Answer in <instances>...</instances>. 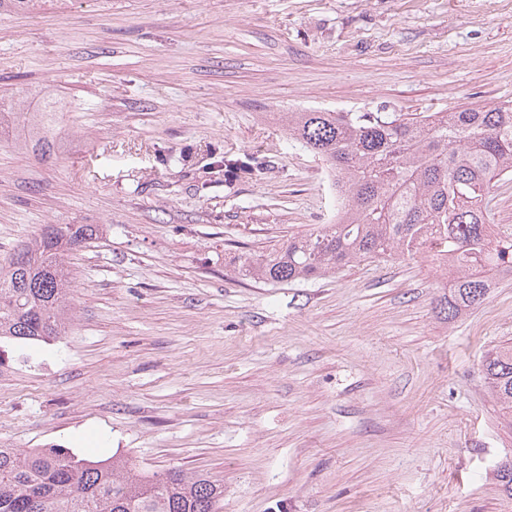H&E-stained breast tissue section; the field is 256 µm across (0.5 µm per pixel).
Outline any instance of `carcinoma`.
Masks as SVG:
<instances>
[{
  "label": "carcinoma",
  "instance_id": "carcinoma-1",
  "mask_svg": "<svg viewBox=\"0 0 512 512\" xmlns=\"http://www.w3.org/2000/svg\"><path fill=\"white\" fill-rule=\"evenodd\" d=\"M47 0H0V9L39 12ZM24 141L49 160L47 112L0 97ZM288 135L328 169L336 220L239 261V275L271 282L309 280L368 259L448 257L456 319L484 302L489 273L512 269V229L489 233L498 183L512 181V101L452 112H285ZM255 172L250 160H224V177ZM100 232L97 224H49L0 269V338L24 343L61 335L72 309L63 257ZM482 373L512 431V345L487 353ZM512 499V466L496 469ZM224 485L180 470L138 473L130 459L90 461L66 448L20 453L0 445V512H219Z\"/></svg>",
  "mask_w": 512,
  "mask_h": 512
}]
</instances>
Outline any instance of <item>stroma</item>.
Instances as JSON below:
<instances>
[{"label": "stroma", "mask_w": 512, "mask_h": 512, "mask_svg": "<svg viewBox=\"0 0 512 512\" xmlns=\"http://www.w3.org/2000/svg\"><path fill=\"white\" fill-rule=\"evenodd\" d=\"M53 96L56 154L0 140V266L46 224L71 321L0 340V444L224 485L220 512H512L481 372L512 277L448 321L430 258L270 283L240 258L332 221L288 110L512 100V0H66L0 13V94ZM108 157H100L103 145ZM253 175L224 179L223 158Z\"/></svg>", "instance_id": "obj_1"}]
</instances>
